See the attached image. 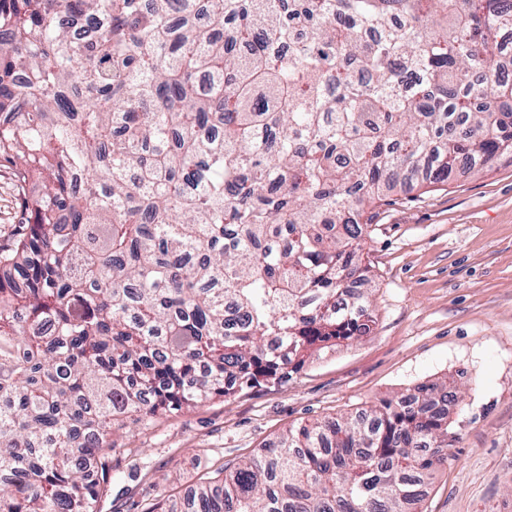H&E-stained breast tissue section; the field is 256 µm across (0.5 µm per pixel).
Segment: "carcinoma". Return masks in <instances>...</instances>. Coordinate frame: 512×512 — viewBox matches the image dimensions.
Segmentation results:
<instances>
[{
    "mask_svg": "<svg viewBox=\"0 0 512 512\" xmlns=\"http://www.w3.org/2000/svg\"><path fill=\"white\" fill-rule=\"evenodd\" d=\"M2 28L0 167L42 194L0 240V512H96L124 419L357 339L364 207L512 159V0H0ZM458 402L290 429L159 512H414Z\"/></svg>",
    "mask_w": 512,
    "mask_h": 512,
    "instance_id": "carcinoma-1",
    "label": "carcinoma"
}]
</instances>
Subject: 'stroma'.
I'll use <instances>...</instances> for the list:
<instances>
[{
    "label": "stroma",
    "instance_id": "stroma-1",
    "mask_svg": "<svg viewBox=\"0 0 512 512\" xmlns=\"http://www.w3.org/2000/svg\"><path fill=\"white\" fill-rule=\"evenodd\" d=\"M373 320L287 383L217 397L115 436L100 512H149L288 429L454 381L451 458L419 512H512V161L414 182L368 207Z\"/></svg>",
    "mask_w": 512,
    "mask_h": 512
}]
</instances>
